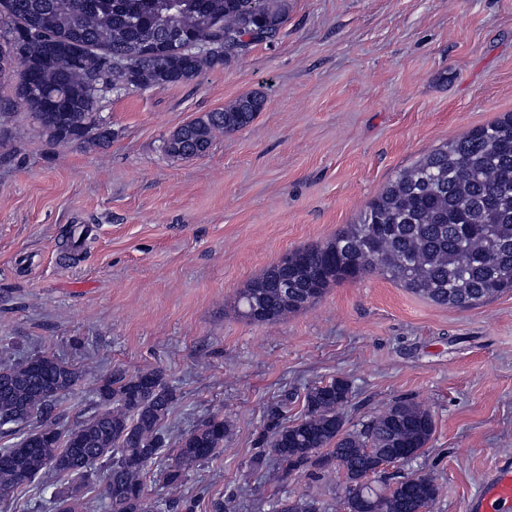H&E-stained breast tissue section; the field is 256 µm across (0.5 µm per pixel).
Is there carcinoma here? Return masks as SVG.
<instances>
[{"label":"carcinoma","mask_w":512,"mask_h":512,"mask_svg":"<svg viewBox=\"0 0 512 512\" xmlns=\"http://www.w3.org/2000/svg\"><path fill=\"white\" fill-rule=\"evenodd\" d=\"M288 0H0V75L17 73L0 102V123L23 104L56 142L106 145L112 131L95 118L114 90L184 84L205 69L225 66L259 42L273 41L288 18ZM262 99L246 95L178 128L164 142L176 160L206 155L214 140L247 126ZM376 273L431 302L459 309L512 290V113L448 140L400 171L369 203L361 220L322 245L299 247L242 289L236 300L251 323L270 324L315 304L330 286ZM288 291H283V281ZM81 378L75 366L48 354L0 364V489L12 498L40 472L83 479L99 467L109 483V512H177L145 492L148 467L168 447L166 422L175 390L164 373L117 369L98 389L104 409L75 427L60 425L56 401ZM348 381L309 388L304 416L275 424L256 463L269 458L271 484L309 471L318 478L342 471L343 512H435L439 487L419 474L422 493L400 485L392 493L356 476L389 455L408 462L434 431L430 410L394 402L361 427H346ZM41 424L21 432L32 416ZM231 432L214 415L182 434L157 477L178 490L190 470L217 458ZM90 456L85 468L75 449ZM82 485L54 494L52 512H81ZM271 512H322L309 497L278 498Z\"/></svg>","instance_id":"carcinoma-1"}]
</instances>
